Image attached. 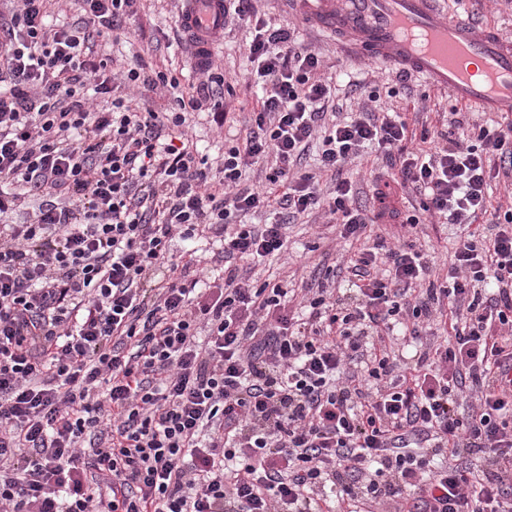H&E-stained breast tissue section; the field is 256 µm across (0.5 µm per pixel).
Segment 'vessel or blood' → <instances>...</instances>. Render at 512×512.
I'll return each mask as SVG.
<instances>
[{"label":"vessel or blood","mask_w":512,"mask_h":512,"mask_svg":"<svg viewBox=\"0 0 512 512\" xmlns=\"http://www.w3.org/2000/svg\"><path fill=\"white\" fill-rule=\"evenodd\" d=\"M178 25L195 46L197 65L213 57L224 0H185ZM323 32L339 35L372 59L417 74L459 102L512 112V43L452 19L438 0H302Z\"/></svg>","instance_id":"1"}]
</instances>
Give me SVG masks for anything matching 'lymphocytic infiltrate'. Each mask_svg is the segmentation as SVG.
Returning a JSON list of instances; mask_svg holds the SVG:
<instances>
[{
  "instance_id": "1",
  "label": "lymphocytic infiltrate",
  "mask_w": 512,
  "mask_h": 512,
  "mask_svg": "<svg viewBox=\"0 0 512 512\" xmlns=\"http://www.w3.org/2000/svg\"><path fill=\"white\" fill-rule=\"evenodd\" d=\"M59 2L0 0V215L39 202L0 224V512H512V204L491 200L512 181V120H458L408 151L375 92L334 118L318 54L225 0L256 31L262 95L217 179L183 126L206 107L223 125V81L190 95L137 60L125 81L174 110L116 95L92 29L122 30L134 0H79L84 25L53 28ZM88 81L110 107L86 109ZM372 147L423 198L407 224L461 226L445 281L381 239L298 301L242 277L313 210L361 239L348 168ZM263 209L273 222L244 223ZM210 234L217 276L171 251Z\"/></svg>"
}]
</instances>
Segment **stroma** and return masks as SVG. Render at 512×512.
I'll list each match as a JSON object with an SVG mask.
<instances>
[{"label": "stroma", "mask_w": 512, "mask_h": 512, "mask_svg": "<svg viewBox=\"0 0 512 512\" xmlns=\"http://www.w3.org/2000/svg\"><path fill=\"white\" fill-rule=\"evenodd\" d=\"M182 7V0H138L136 14L125 23L131 31L130 38L115 42L108 38L96 39L97 56L119 64L131 59L133 54H141L149 68L172 73L178 77L184 91H194L201 76L177 24ZM256 7L272 25L289 27L299 41L319 52L326 73L347 71L356 80L378 88L381 103L400 113L414 133L447 124L451 109L457 107L448 92L324 40L308 23L300 0H257ZM250 38L247 28L225 26L214 57L224 76L226 121L223 129L212 128L202 112L192 116L186 129L194 148L212 164L220 162L225 148L245 138L249 114L258 104L260 94L249 79L253 65L244 50ZM460 110L463 120L471 124H482L490 119L489 114L475 107L465 106ZM392 172L388 160L377 152L367 154L350 170L359 188L358 202L378 216L376 223L366 228L368 241L383 238L390 243L400 239L414 242L434 260L438 273H446L448 256L460 236L459 230L438 218L409 229L397 220L381 216V209L403 211L420 202L418 196L408 194L399 185L389 184ZM380 188L385 189L386 200L377 199L376 191ZM288 236L289 261L265 260L252 267V279L260 282L275 279L290 288H308L322 279L327 268L337 264L348 249L347 244L337 240L326 218L319 214L298 218L296 224L290 226Z\"/></svg>", "instance_id": "stroma-1"}]
</instances>
